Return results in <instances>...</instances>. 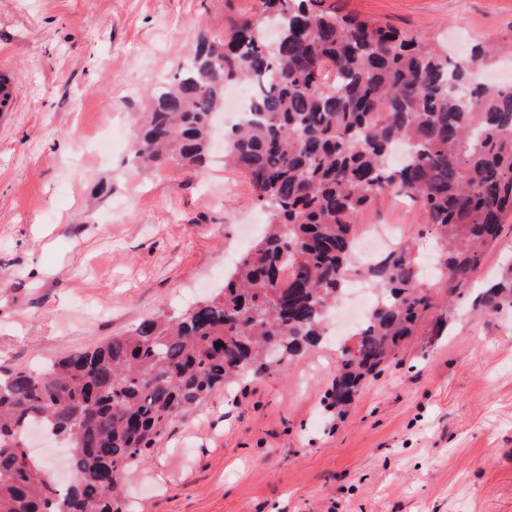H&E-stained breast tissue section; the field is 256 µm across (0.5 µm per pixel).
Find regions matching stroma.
Wrapping results in <instances>:
<instances>
[{"instance_id": "35a3bbf8", "label": "stroma", "mask_w": 512, "mask_h": 512, "mask_svg": "<svg viewBox=\"0 0 512 512\" xmlns=\"http://www.w3.org/2000/svg\"><path fill=\"white\" fill-rule=\"evenodd\" d=\"M343 13L446 44L512 45V0H336ZM257 0H0V373L124 334L222 288L266 213L216 149L203 173L136 167L142 92L200 33ZM359 224L435 239L382 193ZM512 260V219L464 295L431 307L344 416L322 342L178 416L122 478L134 512H512V307L474 299ZM445 320L436 329V320Z\"/></svg>"}]
</instances>
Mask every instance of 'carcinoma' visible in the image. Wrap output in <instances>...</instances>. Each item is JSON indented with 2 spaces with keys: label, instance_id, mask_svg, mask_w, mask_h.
<instances>
[{
  "label": "carcinoma",
  "instance_id": "carcinoma-1",
  "mask_svg": "<svg viewBox=\"0 0 512 512\" xmlns=\"http://www.w3.org/2000/svg\"><path fill=\"white\" fill-rule=\"evenodd\" d=\"M497 55L477 47L453 61L421 35L340 13L335 0H258L223 35H201L146 96L133 157L201 169L224 86L253 85L249 118L225 130L227 162L250 181L267 232L218 294L0 378V512H127L120 478L174 418L267 371L269 351L290 359L320 340L357 274L355 219L383 192L418 203L437 241L434 275L462 294L512 217V86L477 78ZM398 145L407 154L394 163ZM363 274L378 298L341 351L327 393L338 414L430 308L409 247ZM502 302L512 304V265L478 305ZM33 425L70 449L63 489L24 451Z\"/></svg>",
  "mask_w": 512,
  "mask_h": 512
}]
</instances>
